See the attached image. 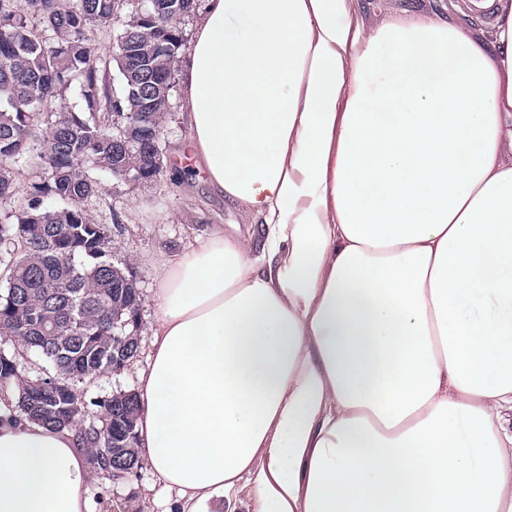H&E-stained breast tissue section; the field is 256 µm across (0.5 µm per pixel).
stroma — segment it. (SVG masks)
I'll list each match as a JSON object with an SVG mask.
<instances>
[{
	"label": "stroma",
	"instance_id": "1",
	"mask_svg": "<svg viewBox=\"0 0 512 512\" xmlns=\"http://www.w3.org/2000/svg\"><path fill=\"white\" fill-rule=\"evenodd\" d=\"M361 5L360 16L369 26L412 6L421 11L445 9L465 16L477 28H491L472 0H361ZM170 103L162 129L164 175L159 182L141 186L116 179L98 168L92 171L102 192L85 202L84 208L94 222L106 225L113 263L131 267L136 275L142 292V327L139 353L133 362L120 372H105L78 383L84 400L80 419L84 422L100 416L99 400L120 390L136 389L139 371L148 366V326L161 286L157 271L161 254L178 252L184 242L212 225L241 221L237 209L215 195L205 183V173L183 155L187 127L180 89H173ZM87 488L93 512H164L168 498L167 492L154 487L151 472L145 466L116 483L102 478L90 480Z\"/></svg>",
	"mask_w": 512,
	"mask_h": 512
}]
</instances>
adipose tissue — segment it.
Masks as SVG:
<instances>
[{
	"label": "adipose tissue",
	"instance_id": "obj_1",
	"mask_svg": "<svg viewBox=\"0 0 512 512\" xmlns=\"http://www.w3.org/2000/svg\"><path fill=\"white\" fill-rule=\"evenodd\" d=\"M495 15L204 0L187 148L242 221L158 264L137 433L167 512H512V0ZM89 476L74 430L0 422V512H91Z\"/></svg>",
	"mask_w": 512,
	"mask_h": 512
}]
</instances>
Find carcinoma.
I'll return each mask as SVG.
<instances>
[{"label":"carcinoma","instance_id":"carcinoma-1","mask_svg":"<svg viewBox=\"0 0 512 512\" xmlns=\"http://www.w3.org/2000/svg\"><path fill=\"white\" fill-rule=\"evenodd\" d=\"M119 0H0V240L22 241L26 253L3 261L0 336L22 352L36 351L71 380L35 386L14 373L0 354V390L15 387L6 416H25L51 427H73L101 474L127 473L122 448L137 447V394L119 392L100 401L99 423H79L76 383L127 366L130 348L112 358L122 340L113 324L137 330L141 292L128 268L112 264L110 236L91 221L84 202L101 186L85 164L121 177L130 170L152 184L163 153L155 133L168 112L172 79L186 47L181 20L198 0H155L135 13L118 44L120 90L97 64L87 32L111 23ZM39 18L41 28L30 24ZM78 83L88 113L65 104L41 108ZM135 112L139 126L120 136L112 113ZM44 173L26 191V207L13 206L20 165Z\"/></svg>","mask_w":512,"mask_h":512}]
</instances>
